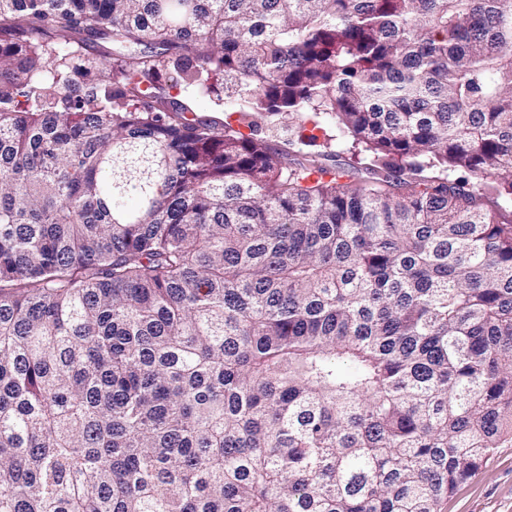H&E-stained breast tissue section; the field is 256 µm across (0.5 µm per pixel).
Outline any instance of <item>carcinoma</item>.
Instances as JSON below:
<instances>
[{
	"label": "carcinoma",
	"mask_w": 512,
	"mask_h": 512,
	"mask_svg": "<svg viewBox=\"0 0 512 512\" xmlns=\"http://www.w3.org/2000/svg\"><path fill=\"white\" fill-rule=\"evenodd\" d=\"M511 204L512 0H0V512H443Z\"/></svg>",
	"instance_id": "1"
}]
</instances>
